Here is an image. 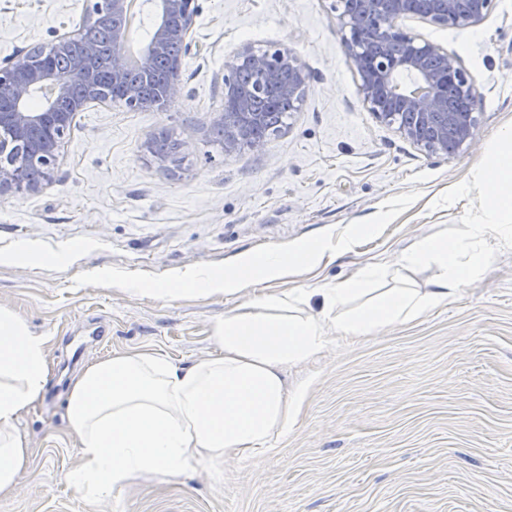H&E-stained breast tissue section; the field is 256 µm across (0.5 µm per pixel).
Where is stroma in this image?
Instances as JSON below:
<instances>
[{
	"mask_svg": "<svg viewBox=\"0 0 512 512\" xmlns=\"http://www.w3.org/2000/svg\"><path fill=\"white\" fill-rule=\"evenodd\" d=\"M194 45L173 102L80 112L51 182L0 195V308L49 339L51 379L17 424L29 447L0 512H512V247L498 251L448 305L371 335H330L288 367L301 388L296 421L269 449L178 480L139 479L98 499L67 480L79 450L66 419L71 376L112 353L155 350L187 363L213 353L225 313L269 292H308L389 265L383 287H431L435 268L399 260L422 240L454 238L471 180L512 122V0L470 29L416 17L399 27L456 54L476 79L474 142L430 155L378 119L358 92L332 0H199ZM84 0H0V61L76 30ZM285 45L311 73L297 112L258 147L225 154L224 61L242 46ZM169 134L176 162L148 146ZM371 234L338 249L343 229ZM322 240L310 268L251 278L234 296L158 284L240 256ZM68 252L61 264L54 258ZM130 277L143 291L116 284Z\"/></svg>",
	"mask_w": 512,
	"mask_h": 512,
	"instance_id": "obj_1",
	"label": "stroma"
}]
</instances>
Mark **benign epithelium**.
Instances as JSON below:
<instances>
[{"label":"benign epithelium","mask_w":512,"mask_h":512,"mask_svg":"<svg viewBox=\"0 0 512 512\" xmlns=\"http://www.w3.org/2000/svg\"><path fill=\"white\" fill-rule=\"evenodd\" d=\"M126 0H86L84 25L107 20L112 26V58L108 63L111 90L98 86L99 59L92 44L84 46V64L64 76L46 58L73 43L78 35L64 33L48 47L22 50L0 63V84L11 88L6 107L0 106V194L36 193L51 181L64 139L79 112L120 91V101L131 110L162 109L178 91V74L190 53L197 0H151L156 21L144 45L139 74L155 76L157 63L170 57L173 76L162 83L157 97L147 98L129 81L125 66L126 38L121 19ZM496 0H334L332 9L342 35L347 59L359 76V93L369 111L397 126L409 141L436 156H448L473 143L478 125V92L472 74L454 54L440 45L403 31L396 21L416 16L434 25L468 29L479 26ZM245 67L256 71L263 84L293 103L302 101L310 78L307 66L291 49L273 46L256 50L249 45L224 62V102L233 110L222 114L224 152L255 147L254 131L265 114L252 111L238 97L236 78ZM48 91L38 110L29 107L36 94ZM42 167L38 182L28 164Z\"/></svg>","instance_id":"1"}]
</instances>
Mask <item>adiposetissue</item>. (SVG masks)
Wrapping results in <instances>:
<instances>
[{
	"mask_svg": "<svg viewBox=\"0 0 512 512\" xmlns=\"http://www.w3.org/2000/svg\"><path fill=\"white\" fill-rule=\"evenodd\" d=\"M498 141L465 187L475 206L463 234L423 240L400 260L406 269L435 266L432 288L373 292L388 271L371 264L321 289L318 314L308 313L303 291L267 293L225 314L214 327L216 350L206 358L177 364L159 351L123 352L86 367L72 379L66 405L81 458L69 475L72 484L108 496L136 478H178L203 465L217 471L228 457L253 455L293 426L298 395L289 391L284 371L324 347L328 326L344 336H365L380 323L446 306L497 250L512 244V124L500 130ZM324 251L315 240L250 254L224 271L166 282L156 294L233 295L251 267L275 278L317 264ZM357 298L362 306L351 308ZM48 381L47 337L0 308V495L16 490V472L28 456L17 423L43 398Z\"/></svg>",
	"mask_w": 512,
	"mask_h": 512,
	"instance_id": "obj_1",
	"label": "adipose tissue"
}]
</instances>
